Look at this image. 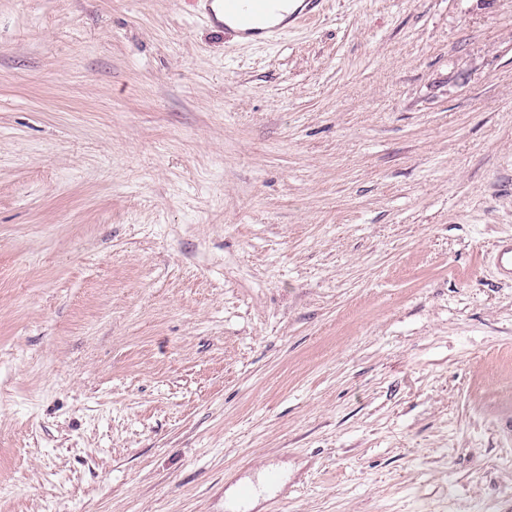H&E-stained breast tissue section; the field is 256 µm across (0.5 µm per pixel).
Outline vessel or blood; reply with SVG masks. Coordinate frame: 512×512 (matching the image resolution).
<instances>
[{
	"label": "vessel or blood",
	"mask_w": 512,
	"mask_h": 512,
	"mask_svg": "<svg viewBox=\"0 0 512 512\" xmlns=\"http://www.w3.org/2000/svg\"><path fill=\"white\" fill-rule=\"evenodd\" d=\"M202 14L209 21L217 17L230 18L232 30L239 37L259 38L262 36H278L282 33L281 26H265L264 21L279 12L285 0H201Z\"/></svg>",
	"instance_id": "obj_1"
}]
</instances>
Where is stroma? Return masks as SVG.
I'll list each match as a JSON object with an SVG mask.
<instances>
[{
    "label": "stroma",
    "mask_w": 512,
    "mask_h": 512,
    "mask_svg": "<svg viewBox=\"0 0 512 512\" xmlns=\"http://www.w3.org/2000/svg\"><path fill=\"white\" fill-rule=\"evenodd\" d=\"M512 0H0V512H512ZM203 4L202 16L212 22L224 23L227 16L231 19L233 26H229L228 30L235 32L240 38H259L264 39L265 36H278L282 33V28L286 23H281L292 15H299L304 12L320 13L323 10L325 0H302L303 3H294L292 9L294 12L288 15V9L284 15H279L273 21V25L266 28H259V25L270 17L279 12L284 3L288 0H198ZM217 15L222 16L223 21L217 19ZM281 23V24H279ZM264 36L263 38H261Z\"/></svg>",
    "instance_id": "1"
}]
</instances>
